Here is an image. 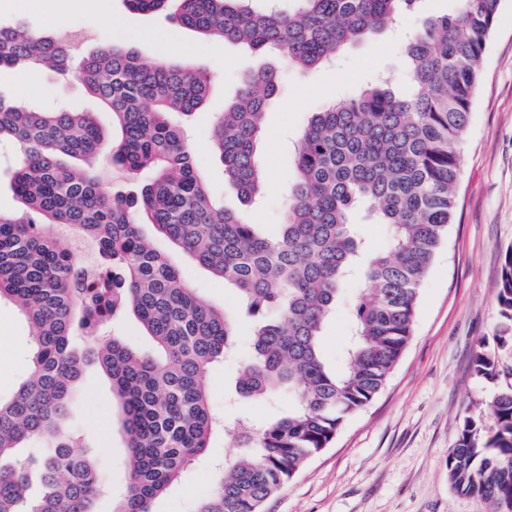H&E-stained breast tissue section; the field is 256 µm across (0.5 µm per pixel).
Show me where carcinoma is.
Listing matches in <instances>:
<instances>
[{
	"instance_id": "carcinoma-1",
	"label": "carcinoma",
	"mask_w": 512,
	"mask_h": 512,
	"mask_svg": "<svg viewBox=\"0 0 512 512\" xmlns=\"http://www.w3.org/2000/svg\"><path fill=\"white\" fill-rule=\"evenodd\" d=\"M132 13L173 10L208 40L278 49L309 69L395 26L421 0H125ZM451 14L425 17L406 45L410 93L376 83L311 113L295 150V177L275 234L216 206L195 152L171 115L206 99L208 76L180 64L141 63L134 49L103 48L77 67L111 113L108 138L90 112L41 111L0 98V142L18 159L13 193L22 215L0 212V299L34 336L31 375L0 398V512H95L102 488L93 459L74 452L71 404L90 364L112 384L129 448L130 477L113 512H151L184 466L209 456L219 432L239 449L215 468L216 490L198 512H263L348 417L383 389L412 337L420 287L443 245L456 206L459 145L467 129L483 53L503 0H457ZM68 72L69 47L22 24L0 25V68ZM280 73L245 75L217 118L212 150L225 182L245 202L266 189L256 151ZM109 162L149 174L137 195L106 188ZM386 224L390 247L365 254L356 216ZM61 227L49 235L38 225ZM150 224L236 295V306L201 302L167 256L143 235ZM363 282L351 311L343 364L324 359V329L347 280ZM499 340L512 334V250L496 297ZM131 313L151 339L135 350L106 335ZM253 323L250 361L233 390L288 409L258 427L212 413L205 376L237 347L236 325ZM476 376L497 367L479 352ZM489 435L481 434L485 418ZM448 482L492 512H512V386L469 412L448 455Z\"/></svg>"
}]
</instances>
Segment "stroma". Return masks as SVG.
<instances>
[{"instance_id": "35a3bbf8", "label": "stroma", "mask_w": 512, "mask_h": 512, "mask_svg": "<svg viewBox=\"0 0 512 512\" xmlns=\"http://www.w3.org/2000/svg\"><path fill=\"white\" fill-rule=\"evenodd\" d=\"M65 15L49 25L42 8L27 0H0V23L20 22L30 30L50 31L69 42L74 57L106 44L121 42L127 29L139 30L132 44L143 63L186 62L211 77L201 108L178 122L195 148L199 172L218 205L242 210L250 222L276 233L282 221L283 190L295 175L294 145L311 113L356 94L379 79L399 96L409 93L404 78L405 33L416 25L405 17L400 31L382 32L347 48L335 66L301 70L287 66L273 48L256 54L240 44L212 43L182 27L167 12L134 15L124 0H51ZM112 14L104 26L103 11ZM198 47L184 60L167 50V41ZM283 73L277 97L264 117L257 152L269 175L261 202L242 205L224 181V166L210 149L212 127L232 99L241 74L261 67ZM0 96L46 111L62 108L98 113L104 128L112 116L87 94L76 76L49 70L0 69ZM461 178L455 220L448 240L420 288L412 339L384 389L362 411L350 416L335 440L311 458L302 472L266 505V512H488L477 498L457 494L448 483V455L468 411L482 409L498 389L512 385V341L497 338L496 293L504 255L512 248V0H504L483 59L467 133L460 145ZM143 231L157 249L216 308L234 306L236 298L223 280L213 277L189 255ZM358 281L345 284L322 341L328 363L342 362L348 341L350 310ZM251 324L241 319L235 352L209 373L211 408L227 419L255 421L272 408H287V397L275 405L244 400L228 404L230 390L246 363ZM32 338L10 301L0 302V397L9 398L29 372ZM487 353L499 375H474L472 359ZM71 417L77 452L94 460L103 485L97 512H113L128 483L126 437L120 429L112 386L95 366L84 373ZM216 487L210 466L186 465L151 512H196L200 500Z\"/></svg>"}]
</instances>
